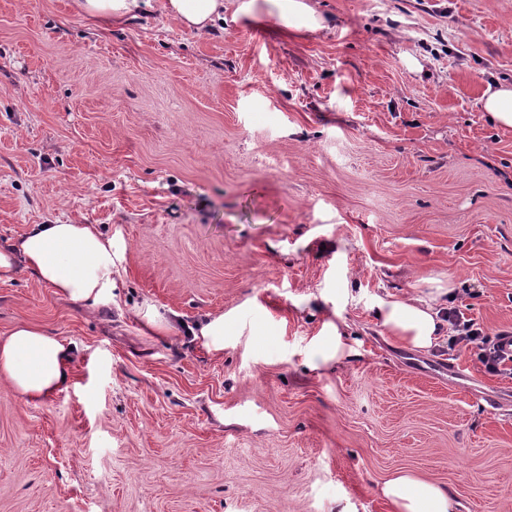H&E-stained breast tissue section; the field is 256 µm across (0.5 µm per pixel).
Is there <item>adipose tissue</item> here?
Listing matches in <instances>:
<instances>
[{
    "label": "adipose tissue",
    "mask_w": 512,
    "mask_h": 512,
    "mask_svg": "<svg viewBox=\"0 0 512 512\" xmlns=\"http://www.w3.org/2000/svg\"><path fill=\"white\" fill-rule=\"evenodd\" d=\"M79 14L91 20L121 24L143 13L161 15L192 31H209L225 21H260L277 15L284 27L309 19V31L329 29L307 0H240L225 15L224 0H74ZM28 274L55 295L96 310L110 306L115 286L112 238L92 224H34L15 244L0 247V282ZM450 291L436 294L388 296L381 300L376 319L398 345L416 350L436 346L447 325L442 304ZM73 355L45 329L20 324L0 336V383L26 402H43L67 389ZM383 494L402 512H459L455 495L446 489L400 473L387 480Z\"/></svg>",
    "instance_id": "1"
}]
</instances>
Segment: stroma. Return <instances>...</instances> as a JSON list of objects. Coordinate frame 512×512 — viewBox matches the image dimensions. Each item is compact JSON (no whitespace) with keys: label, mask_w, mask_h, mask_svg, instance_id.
I'll use <instances>...</instances> for the list:
<instances>
[{"label":"stroma","mask_w":512,"mask_h":512,"mask_svg":"<svg viewBox=\"0 0 512 512\" xmlns=\"http://www.w3.org/2000/svg\"><path fill=\"white\" fill-rule=\"evenodd\" d=\"M71 2L0 0V246L100 225L116 286L0 283V334L75 353L50 400L0 384V512H399L398 472L512 512V377L375 317L451 283L512 332V130L481 103L512 0H311L332 30L282 33ZM218 314L211 354L185 328ZM133 315L137 321H142L158 333H166L170 328L168 319L153 305L134 309Z\"/></svg>","instance_id":"35a3bbf8"}]
</instances>
